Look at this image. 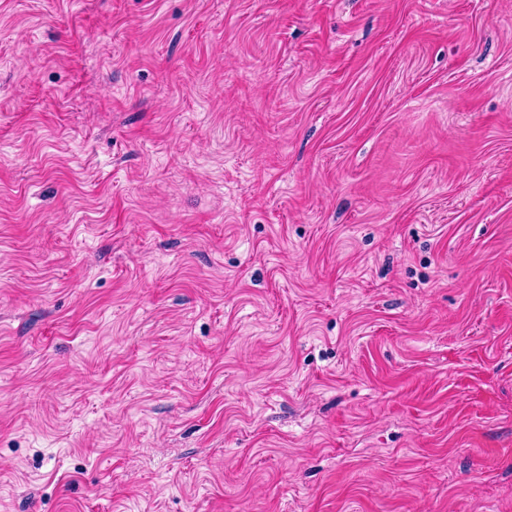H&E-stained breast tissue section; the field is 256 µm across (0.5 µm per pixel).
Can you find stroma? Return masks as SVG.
<instances>
[{"label":"stroma","instance_id":"35a3bbf8","mask_svg":"<svg viewBox=\"0 0 512 512\" xmlns=\"http://www.w3.org/2000/svg\"><path fill=\"white\" fill-rule=\"evenodd\" d=\"M0 512H512V0H0Z\"/></svg>","mask_w":512,"mask_h":512}]
</instances>
